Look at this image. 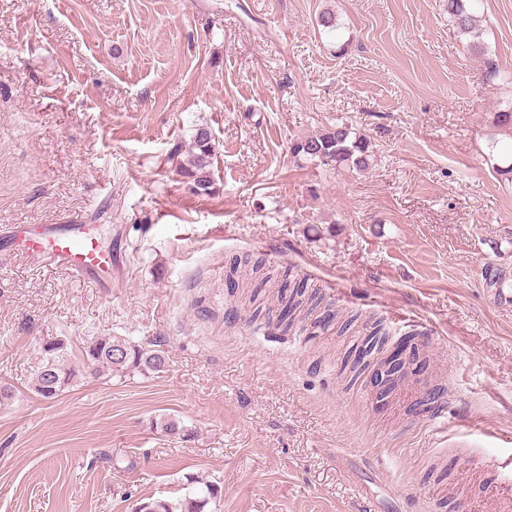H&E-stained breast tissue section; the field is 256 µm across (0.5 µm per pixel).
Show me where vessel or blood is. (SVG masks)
Instances as JSON below:
<instances>
[{
	"label": "vessel or blood",
	"instance_id": "1",
	"mask_svg": "<svg viewBox=\"0 0 512 512\" xmlns=\"http://www.w3.org/2000/svg\"><path fill=\"white\" fill-rule=\"evenodd\" d=\"M9 237L15 250L51 262L97 286L112 279L115 258L101 249L81 224H38L11 228Z\"/></svg>",
	"mask_w": 512,
	"mask_h": 512
}]
</instances>
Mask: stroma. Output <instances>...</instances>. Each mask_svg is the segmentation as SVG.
<instances>
[{"label":"stroma","instance_id":"1","mask_svg":"<svg viewBox=\"0 0 512 512\" xmlns=\"http://www.w3.org/2000/svg\"><path fill=\"white\" fill-rule=\"evenodd\" d=\"M445 0H0V512H133L218 488L205 512H512V0L472 51ZM336 16L323 28L322 12ZM504 78L482 80L486 61ZM346 123L362 171L291 144ZM208 128L213 189L181 173ZM80 220L117 257L99 288L11 247ZM307 277L335 324L252 319L232 256ZM413 336L386 399L340 324ZM162 340L160 374H94L95 336ZM81 375L30 389L40 342ZM448 388L439 420L419 403ZM180 419L194 437L157 434Z\"/></svg>","mask_w":512,"mask_h":512}]
</instances>
